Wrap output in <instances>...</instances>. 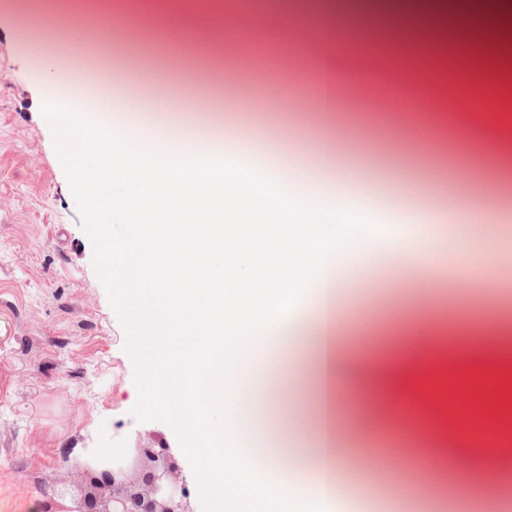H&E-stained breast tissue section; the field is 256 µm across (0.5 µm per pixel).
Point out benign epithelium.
<instances>
[{
	"instance_id": "obj_1",
	"label": "benign epithelium",
	"mask_w": 512,
	"mask_h": 512,
	"mask_svg": "<svg viewBox=\"0 0 512 512\" xmlns=\"http://www.w3.org/2000/svg\"><path fill=\"white\" fill-rule=\"evenodd\" d=\"M148 460L152 466L144 474L140 490L120 491L127 468ZM94 492L86 494L76 512H184L183 500L188 496L167 448H135L130 458L116 463L100 456L93 461Z\"/></svg>"
}]
</instances>
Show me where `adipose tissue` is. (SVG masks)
<instances>
[{"label": "adipose tissue", "instance_id": "obj_1", "mask_svg": "<svg viewBox=\"0 0 512 512\" xmlns=\"http://www.w3.org/2000/svg\"><path fill=\"white\" fill-rule=\"evenodd\" d=\"M32 80L60 127L81 138L112 131L99 148L111 168L98 158L76 166L100 223L123 225L141 254L173 255L204 272L178 283L158 274L135 301L119 294L130 316L148 306L172 313L197 339L190 370L170 385L193 419L202 512H336L344 463L334 448V390L343 379L373 378L336 354L339 310L379 260L412 268L441 243L393 234L377 209L354 204L357 188L333 165L332 113L315 153L298 160L266 152L246 132L158 121L172 104L106 78L75 79L42 61ZM390 210L429 229L483 221L465 208L435 211L411 190ZM284 346L310 351L323 402L314 447L293 453L288 471L280 461L287 433L265 448L238 444L243 405L282 392L288 371L276 353Z\"/></svg>", "mask_w": 512, "mask_h": 512}]
</instances>
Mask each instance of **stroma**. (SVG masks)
Listing matches in <instances>:
<instances>
[{
  "label": "stroma",
  "mask_w": 512,
  "mask_h": 512,
  "mask_svg": "<svg viewBox=\"0 0 512 512\" xmlns=\"http://www.w3.org/2000/svg\"><path fill=\"white\" fill-rule=\"evenodd\" d=\"M323 0H35L38 18L19 28L16 0H0V503L31 512L40 496L74 500L90 487L85 466L105 449L165 443L188 489L185 512H198L193 469L172 428L138 422L133 364L125 332L93 266L91 243L30 72L49 57L83 78L109 71L114 82L153 91L196 122L220 120L267 137L272 147L314 151L319 106L305 72L318 43ZM453 0H368L372 22L334 50L347 102L333 129L337 167L380 206L407 187L435 208L464 206L485 220L480 235L455 230L453 253L477 262L449 277L440 252L412 275L376 272L354 305L340 311L344 356L374 369L377 383L339 388L336 446L362 476L346 474L354 495L345 512H496L478 474L486 426L462 387L482 364L512 381V47L478 34L415 39L419 14L446 15ZM262 11L279 30L298 23L291 55L275 43L232 44L224 16ZM401 15L402 29L389 26ZM436 65L418 72L415 55ZM499 72L501 110L472 104L454 76L467 56ZM419 76L421 96L390 86V70ZM457 356H449V343ZM279 416L291 423L289 447L309 446L316 430L314 377L294 371ZM445 427L427 438L419 406ZM454 461L451 486L430 476L433 453Z\"/></svg>",
  "instance_id": "35a3bbf8"
}]
</instances>
